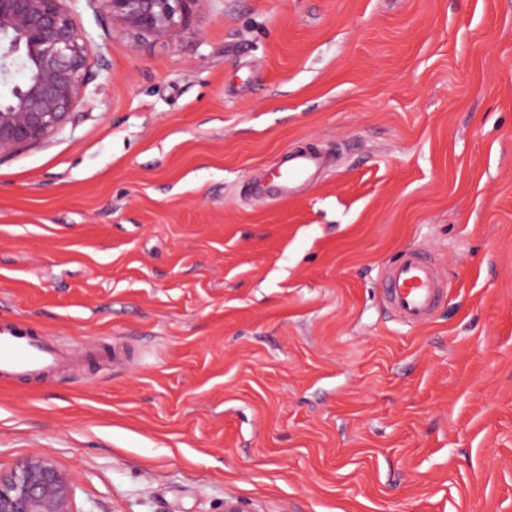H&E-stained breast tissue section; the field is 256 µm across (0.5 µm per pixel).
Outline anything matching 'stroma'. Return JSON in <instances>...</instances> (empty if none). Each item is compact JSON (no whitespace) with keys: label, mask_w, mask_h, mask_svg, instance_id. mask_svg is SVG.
Instances as JSON below:
<instances>
[{"label":"stroma","mask_w":512,"mask_h":512,"mask_svg":"<svg viewBox=\"0 0 512 512\" xmlns=\"http://www.w3.org/2000/svg\"><path fill=\"white\" fill-rule=\"evenodd\" d=\"M106 60L0 159V471L75 512H512V0H197L178 37L68 0ZM330 165L273 203L285 149ZM447 294L401 324L402 251ZM380 286L390 311L410 326L427 324L446 294L436 261L420 251L404 253L383 272ZM70 357L40 336L13 328L0 329V379H31L65 368ZM73 479L41 457L21 461L0 473V512H75Z\"/></svg>","instance_id":"35a3bbf8"}]
</instances>
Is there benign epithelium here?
Here are the masks:
<instances>
[{
	"mask_svg": "<svg viewBox=\"0 0 512 512\" xmlns=\"http://www.w3.org/2000/svg\"><path fill=\"white\" fill-rule=\"evenodd\" d=\"M66 0H0V157L61 129L85 95L88 75L105 66L75 24ZM138 34L173 39L198 0H98ZM22 74L14 83V73ZM73 479L41 457L0 474V512H74Z\"/></svg>",
	"mask_w": 512,
	"mask_h": 512,
	"instance_id": "7a95c632",
	"label": "benign epithelium"
}]
</instances>
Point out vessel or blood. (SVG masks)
I'll return each instance as SVG.
<instances>
[{
    "label": "vessel or blood",
    "instance_id": "obj_1",
    "mask_svg": "<svg viewBox=\"0 0 512 512\" xmlns=\"http://www.w3.org/2000/svg\"><path fill=\"white\" fill-rule=\"evenodd\" d=\"M325 162L316 151L286 152L270 169L265 193L279 201L292 195L298 183L308 181ZM385 302L393 315L410 326L427 324L446 293L435 260L409 251L387 268L380 279ZM68 355L41 337L13 328L0 329V379L39 378L65 368Z\"/></svg>",
    "mask_w": 512,
    "mask_h": 512
}]
</instances>
